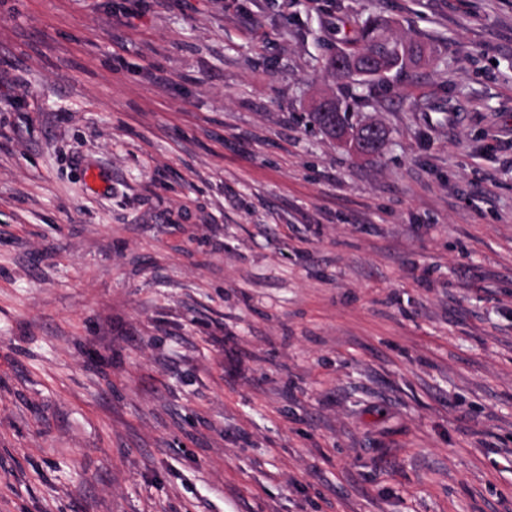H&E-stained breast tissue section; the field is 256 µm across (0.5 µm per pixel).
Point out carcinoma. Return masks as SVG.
Returning <instances> with one entry per match:
<instances>
[{
    "label": "carcinoma",
    "mask_w": 512,
    "mask_h": 512,
    "mask_svg": "<svg viewBox=\"0 0 512 512\" xmlns=\"http://www.w3.org/2000/svg\"><path fill=\"white\" fill-rule=\"evenodd\" d=\"M386 27L377 19H368L354 25V36L349 42V51L342 57L360 61H368L367 68H354L347 73L336 71L335 62L338 55L328 57L325 73L333 78H351L353 76L368 77L382 80L393 70H402L407 65L418 64L432 56L431 49L411 39H394L385 34ZM336 111L323 115L321 112L311 113L312 122L328 137L337 140L347 133L354 139L371 138L374 140L373 153H379L387 138L386 128L379 123L355 125L351 122L350 106L340 99H334Z\"/></svg>",
    "instance_id": "obj_1"
}]
</instances>
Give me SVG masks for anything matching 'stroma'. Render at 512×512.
I'll list each match as a JSON object with an SVG mask.
<instances>
[{
    "label": "stroma",
    "mask_w": 512,
    "mask_h": 512,
    "mask_svg": "<svg viewBox=\"0 0 512 512\" xmlns=\"http://www.w3.org/2000/svg\"><path fill=\"white\" fill-rule=\"evenodd\" d=\"M0 512H512V0H0ZM386 27L378 19H368L356 22L354 36L349 42V52L339 53L328 57L325 63V73L333 78H351L363 76L372 80H383L388 73L402 70L407 65L418 64L432 56V51L425 45L411 39H394L385 34ZM353 59L359 57V64L368 61L370 65L365 70L362 66H355L347 73L336 71V58ZM336 103V112L325 116L321 112H326L328 105L324 99L316 103L314 112H311L312 122L328 137L338 140L341 135L347 133L354 139L373 138L375 145L373 153L378 154L387 138L386 128L379 123H370L365 125H354L351 122L350 106L338 98L330 97ZM321 111V112H315ZM328 119V120H326Z\"/></svg>",
    "instance_id": "1"
}]
</instances>
